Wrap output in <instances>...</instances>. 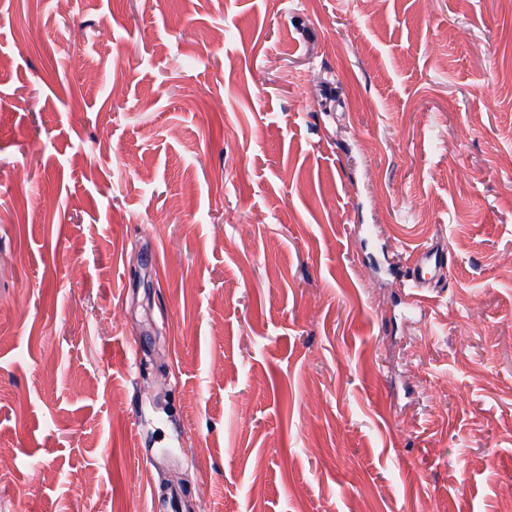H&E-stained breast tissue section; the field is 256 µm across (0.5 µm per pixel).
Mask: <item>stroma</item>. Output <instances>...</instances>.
Wrapping results in <instances>:
<instances>
[{
    "mask_svg": "<svg viewBox=\"0 0 512 512\" xmlns=\"http://www.w3.org/2000/svg\"><path fill=\"white\" fill-rule=\"evenodd\" d=\"M0 450V512H512V0H0ZM448 267V251L444 247H432L424 249L418 256L415 266L406 276L409 288H431L433 279H428L424 273L427 269L437 271L445 270ZM435 286L438 281H435Z\"/></svg>",
    "mask_w": 512,
    "mask_h": 512,
    "instance_id": "stroma-1",
    "label": "stroma"
}]
</instances>
